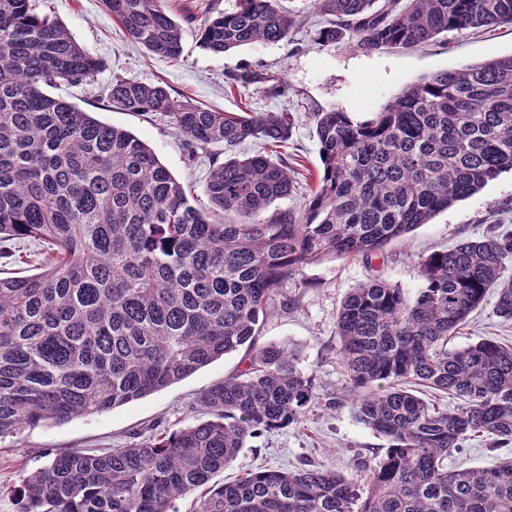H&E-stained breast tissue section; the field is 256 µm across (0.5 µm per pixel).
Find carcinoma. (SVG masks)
Masks as SVG:
<instances>
[{
  "mask_svg": "<svg viewBox=\"0 0 512 512\" xmlns=\"http://www.w3.org/2000/svg\"><path fill=\"white\" fill-rule=\"evenodd\" d=\"M140 47L177 60L181 24L160 0H101ZM201 20L200 44L224 54L288 38L296 18L280 0H236ZM316 40L347 34L366 50L415 48L459 29L512 24V0H316ZM31 0H0V253L21 239L45 251L42 272L0 277V436L107 412L162 391L246 349L236 374L197 399L210 418L110 452L59 451L26 475L19 512H512V456L448 468L481 434L512 445V347L448 339L489 291L512 320V231L431 253L410 294L376 275L352 289L336 319V355L350 380L324 398L290 344L255 348L260 317L281 285L327 259L383 256L384 247L512 171V55L438 71L406 86L374 117L312 115L322 172L303 208L266 216L294 188L288 157L242 156L258 139L286 147L287 113L220 112L162 85L112 83L108 103L159 113L190 156L224 147L205 187L224 221L128 130L103 123L47 88L99 69ZM271 98L282 82L259 71L227 76ZM456 400L436 406L422 391ZM349 403L388 442L357 457L356 475L311 464L214 477L266 433L297 426L314 407Z\"/></svg>",
  "mask_w": 512,
  "mask_h": 512,
  "instance_id": "obj_1",
  "label": "carcinoma"
}]
</instances>
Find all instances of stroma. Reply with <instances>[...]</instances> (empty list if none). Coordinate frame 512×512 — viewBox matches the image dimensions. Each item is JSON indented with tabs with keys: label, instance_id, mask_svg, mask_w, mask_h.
<instances>
[{
	"label": "stroma",
	"instance_id": "35a3bbf8",
	"mask_svg": "<svg viewBox=\"0 0 512 512\" xmlns=\"http://www.w3.org/2000/svg\"><path fill=\"white\" fill-rule=\"evenodd\" d=\"M162 3L183 26L184 52L177 62L150 55L132 42L105 12L101 0H35V7L38 13L61 23L74 41L101 63L88 82L79 86L57 84L52 95L100 121L132 132L154 151L202 209L209 206L204 188L214 158L223 155L222 148L212 146L189 157L181 138L162 115L108 106L106 97L115 79L160 83L173 96L226 112L289 113L293 127L287 152L301 158L315 173L321 162L313 113L335 109L365 120L424 75L512 54V26L505 24L484 31H451L418 48L370 51L351 34L336 43L319 45L314 37L321 12L315 0H283L297 20L290 40L213 54L199 45L200 20L208 13L234 9L235 0ZM244 68L281 79L286 85L285 95L267 97L259 84L245 91L227 87V74ZM497 223L512 230V173L500 175L479 194L456 202L430 223L391 242L383 258L372 264L356 257L305 266L299 279L280 290L282 297L295 299V308H278L264 317L257 347L297 344L303 365L316 376L321 392L342 393L349 380L336 356V316L347 293L378 274L415 290L421 280V257L482 236L489 225ZM495 301L494 294H487L468 324L451 338L450 347L460 348L482 337L512 345V322L496 315ZM243 359L240 352L225 356L157 394L106 413L1 437L0 512H18L15 490L22 478L43 467L52 453L122 448L155 430H173L203 418V411L195 406L196 398L211 384L235 374ZM384 446V440L359 423L349 407L333 411L320 407L309 412L300 425L254 439L220 479L231 482L257 467L293 470L306 463L349 474L356 455L372 457Z\"/></svg>",
	"mask_w": 512,
	"mask_h": 512
}]
</instances>
